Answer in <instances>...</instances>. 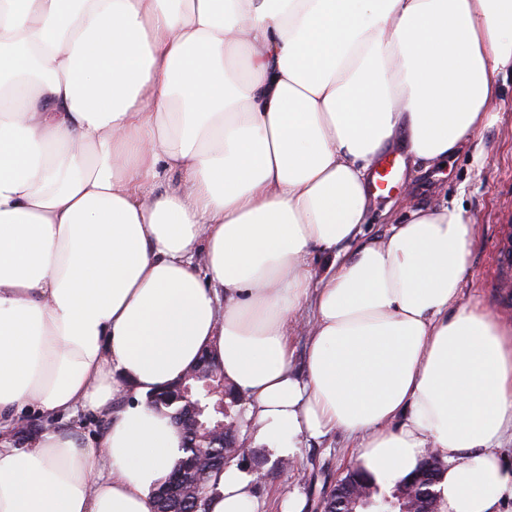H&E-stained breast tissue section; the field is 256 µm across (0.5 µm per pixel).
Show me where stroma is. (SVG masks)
I'll use <instances>...</instances> for the list:
<instances>
[{
  "label": "stroma",
  "mask_w": 512,
  "mask_h": 512,
  "mask_svg": "<svg viewBox=\"0 0 512 512\" xmlns=\"http://www.w3.org/2000/svg\"><path fill=\"white\" fill-rule=\"evenodd\" d=\"M499 81L503 105L496 121L479 135L482 153L465 151L445 164L428 167L414 162L409 154H402L400 176L392 189L380 192L372 200L361 237H383L391 223L415 208L461 204L475 226L463 299L481 304L512 324V308L500 305L498 290L488 275L497 226L512 218V74L500 76ZM245 409L242 403L235 408L238 440L245 448L236 462L261 474L256 495L263 512H284L285 494L291 488L305 496L304 512H320L323 498L351 468L349 441L336 433L303 443L297 461L298 476L286 475L265 445L250 438Z\"/></svg>",
  "instance_id": "1"
}]
</instances>
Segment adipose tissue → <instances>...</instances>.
Returning <instances> with one entry per match:
<instances>
[{"instance_id": "1", "label": "adipose tissue", "mask_w": 512, "mask_h": 512, "mask_svg": "<svg viewBox=\"0 0 512 512\" xmlns=\"http://www.w3.org/2000/svg\"><path fill=\"white\" fill-rule=\"evenodd\" d=\"M510 69L512 0H0V512H152L182 435L142 400L204 351L274 459L338 432L387 491L431 452L439 512H505L512 325L462 300L474 225L360 226L386 146L473 145ZM81 410L95 444L56 424ZM255 485L225 463L209 512ZM312 309L305 306L301 312L297 313L292 324L291 348L293 350V359L295 367L301 369L304 365L307 353L308 341V320L311 318ZM44 421L39 416L37 409L26 408L24 411V423L22 426L9 432L12 443L18 447H27L31 440L44 431Z\"/></svg>"}]
</instances>
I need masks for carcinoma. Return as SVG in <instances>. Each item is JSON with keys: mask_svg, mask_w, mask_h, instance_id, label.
<instances>
[{"mask_svg": "<svg viewBox=\"0 0 512 512\" xmlns=\"http://www.w3.org/2000/svg\"><path fill=\"white\" fill-rule=\"evenodd\" d=\"M197 401L196 395L187 400L170 401L165 392L150 396V406L160 411L168 409L166 416L174 419L176 415H187L189 405ZM183 437L182 457L175 462L168 478L153 494L154 512H207L211 497L217 493V483L212 481L213 475L224 469V461L231 453L230 441L226 438H215L207 448L204 462L191 458V445L201 431L194 423L185 420L180 428ZM442 474L441 461L431 464L420 463L416 472L404 483L397 486L390 494V501H380L377 496L370 495L358 502L348 495L338 496L336 491L323 500V508L327 512H358V510L374 508L378 512H402L413 506L408 495L409 487L416 483L418 488H435Z\"/></svg>", "mask_w": 512, "mask_h": 512, "instance_id": "carcinoma-1", "label": "carcinoma"}]
</instances>
